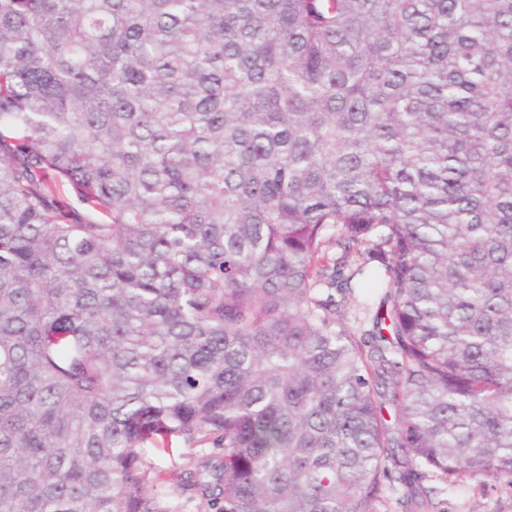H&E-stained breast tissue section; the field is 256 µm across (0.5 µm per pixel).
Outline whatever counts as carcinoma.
<instances>
[{
    "mask_svg": "<svg viewBox=\"0 0 512 512\" xmlns=\"http://www.w3.org/2000/svg\"><path fill=\"white\" fill-rule=\"evenodd\" d=\"M174 439L204 512L512 485V0H0V512H178ZM171 448L170 452L161 448L151 450V459L155 464L154 482L177 505L179 512H200L197 511L198 500L190 499L180 485L185 470L195 465L199 454L180 441L174 440Z\"/></svg>",
    "mask_w": 512,
    "mask_h": 512,
    "instance_id": "carcinoma-1",
    "label": "carcinoma"
}]
</instances>
